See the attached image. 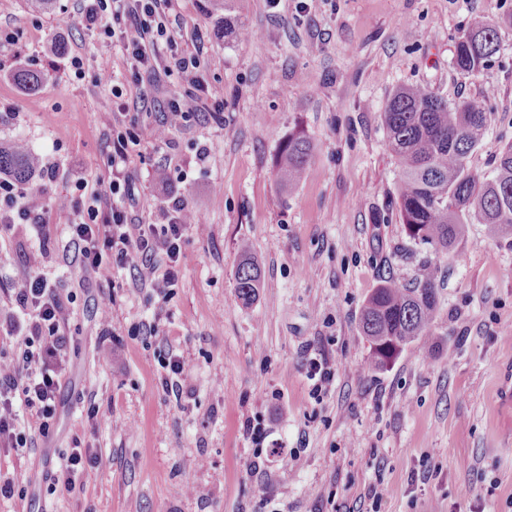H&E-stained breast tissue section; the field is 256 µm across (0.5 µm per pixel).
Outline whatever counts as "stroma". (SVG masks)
<instances>
[{"instance_id": "35a3bbf8", "label": "stroma", "mask_w": 512, "mask_h": 512, "mask_svg": "<svg viewBox=\"0 0 512 512\" xmlns=\"http://www.w3.org/2000/svg\"><path fill=\"white\" fill-rule=\"evenodd\" d=\"M78 8L0 0V29L19 34L0 48V144L24 141L57 169L41 194L54 201L50 254L65 236L59 202L74 191V165L90 178L105 168L107 137L122 122L113 87L137 93L120 47L78 24ZM509 16L512 0H174L178 47L200 53L224 120L170 130L138 112L129 172L144 222L156 219L160 181L195 213L182 282L160 305L121 288L127 274L116 272L113 299L67 310L76 384L64 390L61 433L99 442L102 462L84 498L41 500L54 512L89 502L98 512H512V237L470 223L448 254L415 244L381 116L406 85L451 104L479 101L492 123L467 164L490 173L512 143V29L485 73L457 71L453 55L476 22ZM228 19L249 38L225 35ZM21 67L51 78L25 93L12 78ZM294 134L317 150L290 188L275 160ZM42 249L28 234L31 265L58 275ZM246 253L262 274L248 305L236 291ZM426 264L437 268L432 342L370 367L359 327L366 298L386 277L413 283ZM153 318L157 336L129 335ZM96 325L116 332L111 357L92 352ZM168 343L192 398L158 379ZM311 353L335 371L320 393L304 365ZM84 391L112 401L91 428L80 425ZM250 423L270 428L283 453L253 444ZM259 456L264 465L252 469Z\"/></svg>"}]
</instances>
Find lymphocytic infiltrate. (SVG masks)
<instances>
[{
	"instance_id": "obj_1",
	"label": "lymphocytic infiltrate",
	"mask_w": 512,
	"mask_h": 512,
	"mask_svg": "<svg viewBox=\"0 0 512 512\" xmlns=\"http://www.w3.org/2000/svg\"><path fill=\"white\" fill-rule=\"evenodd\" d=\"M172 8L173 0H80L79 14L91 33L119 43L138 83L158 42L174 49L176 36L168 19ZM200 67L199 55L175 50L171 54L168 71L189 75L190 83L183 94L168 100L162 115L165 124L180 128L196 118L189 102L209 93L198 75ZM139 140L136 127L116 131L106 173L92 179L80 174L73 179L84 201L73 204L67 241L55 256L56 263L71 274L69 285L29 267L0 276V351H10L16 362L13 374L0 376V447L16 455L34 454L51 441L64 414L61 391L74 344L65 316L68 306L79 299L85 308L95 306L104 296L98 281L107 279L115 267L128 270L131 291L148 290L165 300L179 286L183 244L193 212L185 198L171 193L165 194L157 220L151 224L124 207V200L134 196L129 146ZM55 175V167L49 165L33 183L0 176V259L20 251L21 227L30 226L38 235H46L44 207L35 197L36 183ZM54 455L53 470L46 478L49 493L84 495L83 476L99 467V448L75 436Z\"/></svg>"
}]
</instances>
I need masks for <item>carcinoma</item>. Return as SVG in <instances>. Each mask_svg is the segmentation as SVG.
Returning a JSON list of instances; mask_svg holds the SVG:
<instances>
[{"label": "carcinoma", "instance_id": "cac0c4a2", "mask_svg": "<svg viewBox=\"0 0 512 512\" xmlns=\"http://www.w3.org/2000/svg\"><path fill=\"white\" fill-rule=\"evenodd\" d=\"M506 28H512V17L477 23L456 44L454 68L466 74L486 71ZM13 78L22 90L35 92L45 76L21 68ZM490 121L491 112L482 103L450 104L423 85L401 87L392 94L383 122L399 165V215L413 241L446 254L473 220L512 235V145L500 152L494 171L487 176L467 167L468 156L484 138ZM315 151L316 144L307 137L288 138L276 161L280 183H298ZM34 169L28 148L0 147L1 174L25 183ZM260 285V269L244 259L237 272L238 298L245 305L253 302ZM436 308L434 268L422 269L412 288L391 278L384 280L369 295L361 314L372 366H386L407 345L428 337Z\"/></svg>", "mask_w": 512, "mask_h": 512}]
</instances>
